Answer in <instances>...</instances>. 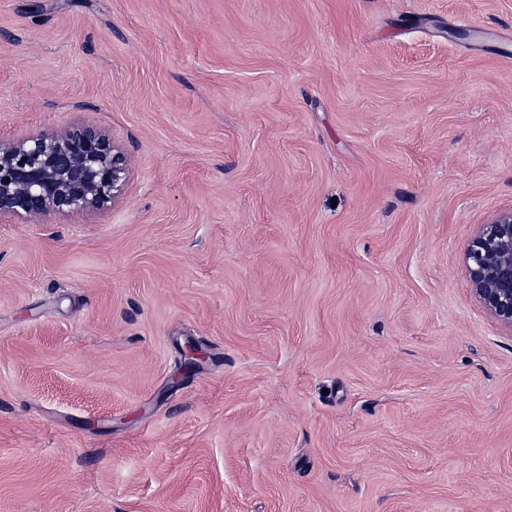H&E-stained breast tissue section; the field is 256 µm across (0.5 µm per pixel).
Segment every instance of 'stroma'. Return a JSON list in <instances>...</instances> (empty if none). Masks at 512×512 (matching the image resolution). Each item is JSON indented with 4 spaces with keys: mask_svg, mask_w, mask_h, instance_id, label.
Instances as JSON below:
<instances>
[{
    "mask_svg": "<svg viewBox=\"0 0 512 512\" xmlns=\"http://www.w3.org/2000/svg\"><path fill=\"white\" fill-rule=\"evenodd\" d=\"M73 119L129 181L0 223V512H512V0H0V138ZM466 263L473 294L512 327V208L483 225L468 246Z\"/></svg>",
    "mask_w": 512,
    "mask_h": 512,
    "instance_id": "1",
    "label": "stroma"
}]
</instances>
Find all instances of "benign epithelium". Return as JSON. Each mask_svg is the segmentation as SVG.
<instances>
[{
  "mask_svg": "<svg viewBox=\"0 0 512 512\" xmlns=\"http://www.w3.org/2000/svg\"><path fill=\"white\" fill-rule=\"evenodd\" d=\"M129 158L106 131L86 123L0 139V220L82 217L125 194ZM473 294L512 327V208L483 225L466 251Z\"/></svg>",
  "mask_w": 512,
  "mask_h": 512,
  "instance_id": "7a95c632",
  "label": "benign epithelium"
}]
</instances>
